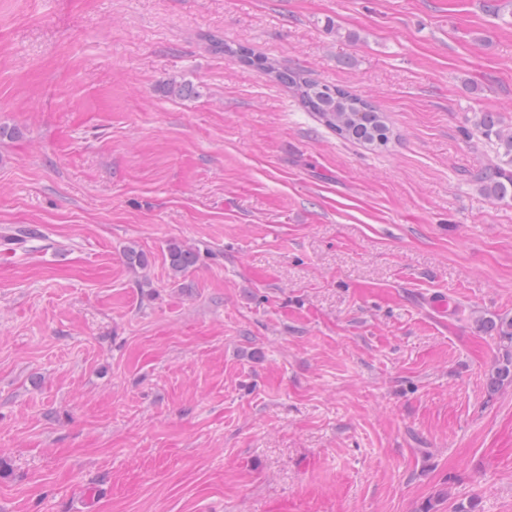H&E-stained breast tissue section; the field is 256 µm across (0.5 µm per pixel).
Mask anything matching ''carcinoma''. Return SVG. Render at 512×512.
Returning <instances> with one entry per match:
<instances>
[{"mask_svg":"<svg viewBox=\"0 0 512 512\" xmlns=\"http://www.w3.org/2000/svg\"><path fill=\"white\" fill-rule=\"evenodd\" d=\"M224 50L239 62L263 69L288 87L300 104L315 113L329 128L344 139L375 147L387 145L390 135L382 113L372 104L351 91L307 79L300 71L281 69L255 56L244 46L224 45ZM476 132L489 145V161L480 174L484 194L498 202H512V127L502 124L494 112H482L474 123ZM166 260L174 274H182L194 267L197 252L187 246L171 243ZM505 358L495 366L490 386L512 383V318L490 322Z\"/></svg>","mask_w":512,"mask_h":512,"instance_id":"1","label":"carcinoma"}]
</instances>
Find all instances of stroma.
Masks as SVG:
<instances>
[{"mask_svg":"<svg viewBox=\"0 0 512 512\" xmlns=\"http://www.w3.org/2000/svg\"><path fill=\"white\" fill-rule=\"evenodd\" d=\"M496 5L0 0V512H512L484 326L512 318V202L462 134L512 124ZM217 40L393 139L340 137ZM226 51L244 65L273 74L297 96L308 112H314L342 138L375 147L387 145L389 128L382 113L368 100L336 85L313 82L300 71L276 68L244 46L233 47L224 43L225 55ZM166 260L169 269L175 274H182L194 267L198 260L197 252L187 246L171 243L167 249Z\"/></svg>","mask_w":512,"mask_h":512,"instance_id":"stroma-1","label":"stroma"}]
</instances>
